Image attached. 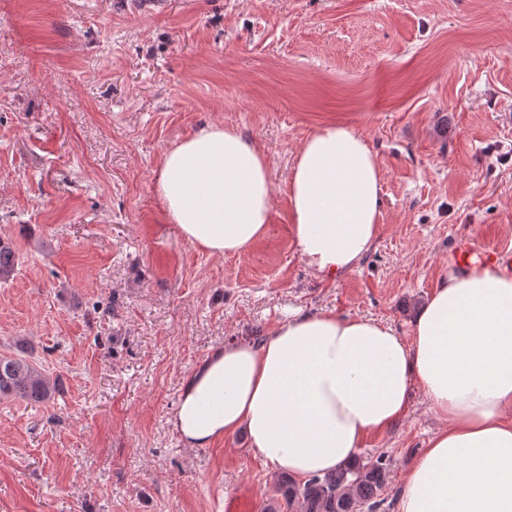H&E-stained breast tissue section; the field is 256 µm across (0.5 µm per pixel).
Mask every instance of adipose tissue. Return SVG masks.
Here are the masks:
<instances>
[{"label": "adipose tissue", "mask_w": 512, "mask_h": 512, "mask_svg": "<svg viewBox=\"0 0 512 512\" xmlns=\"http://www.w3.org/2000/svg\"><path fill=\"white\" fill-rule=\"evenodd\" d=\"M381 185L354 130L331 124L305 139L288 202L312 272L358 266L379 233ZM155 191L209 254L244 253L268 232V160L235 129L213 124L165 151ZM416 388L441 426L403 481L400 512H512V273L491 262L442 275L407 339L368 318L297 311L263 340L226 343L185 381L173 427L192 448L240 432L275 471L322 476L403 419Z\"/></svg>", "instance_id": "ef3b65f1"}]
</instances>
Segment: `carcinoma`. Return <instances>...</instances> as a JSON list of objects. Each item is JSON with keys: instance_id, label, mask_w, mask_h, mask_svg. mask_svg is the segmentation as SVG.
Instances as JSON below:
<instances>
[{"instance_id": "carcinoma-1", "label": "carcinoma", "mask_w": 512, "mask_h": 512, "mask_svg": "<svg viewBox=\"0 0 512 512\" xmlns=\"http://www.w3.org/2000/svg\"><path fill=\"white\" fill-rule=\"evenodd\" d=\"M15 254L10 243L0 239V282L15 270ZM0 396L45 402L51 397L50 380L36 364L21 354H0ZM388 463L380 458L372 464L340 469L323 476L314 475L298 484L285 479L277 487L284 504H274L270 512H356L358 505L377 512L381 492L388 481Z\"/></svg>"}]
</instances>
